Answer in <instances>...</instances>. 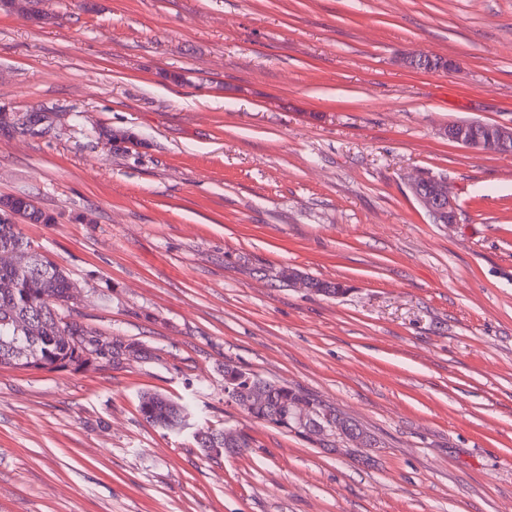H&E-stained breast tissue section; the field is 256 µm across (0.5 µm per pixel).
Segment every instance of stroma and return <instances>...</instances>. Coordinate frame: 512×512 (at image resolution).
Segmentation results:
<instances>
[{"label": "stroma", "instance_id": "35a3bbf8", "mask_svg": "<svg viewBox=\"0 0 512 512\" xmlns=\"http://www.w3.org/2000/svg\"><path fill=\"white\" fill-rule=\"evenodd\" d=\"M0 5V197L76 285L72 315L145 355L0 367V512H512V0ZM456 59L459 71L404 68ZM446 177L454 224L406 181ZM292 269L346 284L285 287ZM378 440L356 456L224 402V365ZM244 431L209 456L139 398ZM483 123H451L444 129V135L475 154L511 153L512 126L494 124L495 133L490 137L481 135L477 128ZM4 199L7 201L10 200L12 206L6 200H2L0 202V208L12 221H16V219L20 217L31 224H50L53 222L51 215L37 208L31 200L26 197H5ZM11 208L18 213L19 216L15 215Z\"/></svg>", "mask_w": 512, "mask_h": 512}]
</instances>
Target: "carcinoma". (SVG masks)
Segmentation results:
<instances>
[{
	"mask_svg": "<svg viewBox=\"0 0 512 512\" xmlns=\"http://www.w3.org/2000/svg\"><path fill=\"white\" fill-rule=\"evenodd\" d=\"M12 209L31 224H50L53 217L37 208L26 197L10 198ZM31 242L18 225L0 220V366L22 369L55 370L80 367L88 356L104 354L97 334L81 322L63 314L71 297L73 282L69 274L45 257L28 272L14 265L18 251H31ZM224 402L253 409V417L286 431L294 424V409L299 404L315 403L330 411L338 439L357 432L366 448L373 439L355 420L323 400L286 383L267 380L232 363L224 364ZM142 419L153 427L181 434L191 431L197 447L206 454H221L231 448L242 454L253 439L244 432L196 428L193 407L161 393H145L139 399Z\"/></svg>",
	"mask_w": 512,
	"mask_h": 512,
	"instance_id": "obj_1",
	"label": "carcinoma"
}]
</instances>
